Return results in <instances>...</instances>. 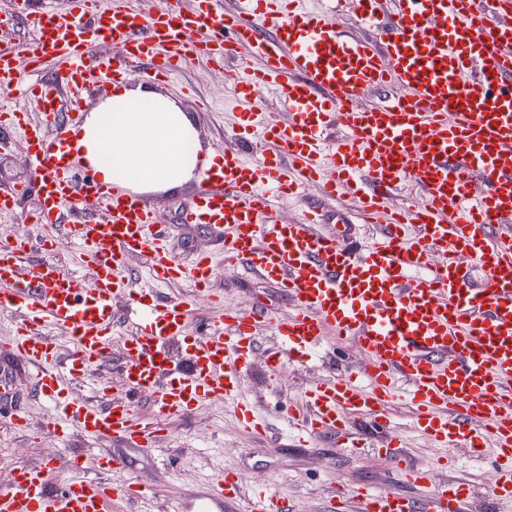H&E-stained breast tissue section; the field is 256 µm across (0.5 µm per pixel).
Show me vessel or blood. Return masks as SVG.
<instances>
[{
    "label": "vessel or blood",
    "instance_id": "obj_1",
    "mask_svg": "<svg viewBox=\"0 0 512 512\" xmlns=\"http://www.w3.org/2000/svg\"><path fill=\"white\" fill-rule=\"evenodd\" d=\"M344 1L310 11L301 0H235L228 11L224 0H191L144 14L119 0H14L0 16L1 30L21 20L28 29L26 41L0 43V89L44 115L37 126L0 109V127L15 131L34 173L0 190V219L31 197L33 221L49 230L34 244L0 240V309L18 319L0 350L35 375L53 409L37 423L18 410L13 425L38 439L75 433L90 444H122L96 455L69 449L76 476L61 489L53 463L15 468L0 487V512H109L120 497L151 505L154 488L126 478L133 453L155 449L173 417L238 400L262 324L278 340L265 352L268 374L286 359L313 363L329 335L340 345L355 341L364 359L289 406L299 443L330 435L338 447H362L353 419L385 423L404 394L413 430L443 451L488 460L492 499L512 503V0H352L362 36L335 23ZM118 43L123 57L101 54ZM243 51L255 63L234 75L246 104L241 125L272 149L255 163L228 148L205 171L182 220L222 226L224 237L218 253L182 265L138 197L71 171L81 94L123 79L132 66L168 83L188 58L221 66ZM46 66L54 83L36 79ZM268 91L284 104L285 123L268 122ZM314 183L349 199L358 219L379 225L378 236L360 243L344 229L320 232L324 214L312 205L285 223L277 199H304ZM406 187L420 203L394 205ZM60 236L94 287L46 259ZM133 257L148 260L155 282H189L195 296L136 289L126 273ZM219 257L275 284L288 314L226 306L197 335L196 297L207 292ZM119 297L131 321L123 335L113 312ZM52 328L67 333V360L48 336ZM102 366L118 369L124 398L71 394L70 382ZM144 396L146 418L136 408ZM381 454L397 488L337 487L333 512H465L471 486L436 483L431 468L404 452L401 432H391ZM242 485L241 472L218 471L171 498L166 512H225ZM412 488L424 497L409 496ZM244 512L293 509L270 488Z\"/></svg>",
    "mask_w": 512,
    "mask_h": 512
}]
</instances>
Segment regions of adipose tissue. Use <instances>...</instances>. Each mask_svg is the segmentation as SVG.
<instances>
[{"label": "adipose tissue", "mask_w": 512, "mask_h": 512, "mask_svg": "<svg viewBox=\"0 0 512 512\" xmlns=\"http://www.w3.org/2000/svg\"><path fill=\"white\" fill-rule=\"evenodd\" d=\"M200 151L192 119L174 100L118 82L86 116L77 158L103 184L141 194L200 178Z\"/></svg>", "instance_id": "adipose-tissue-1"}]
</instances>
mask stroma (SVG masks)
I'll list each match as a JSON object with an SVG mask.
<instances>
[{"label": "stroma", "mask_w": 512, "mask_h": 512, "mask_svg": "<svg viewBox=\"0 0 512 512\" xmlns=\"http://www.w3.org/2000/svg\"><path fill=\"white\" fill-rule=\"evenodd\" d=\"M248 62V56L243 54L221 70L192 59L186 63L178 82L158 87L159 92L175 100L192 117L205 151L217 152L238 137L240 100L227 74ZM198 96L210 101V111L196 108L194 99ZM200 188V182L193 180L181 187L142 197L145 205L156 210L167 226L171 258L184 265L190 264L199 252L217 250L223 236L218 228L181 221L182 210ZM210 293L241 308L250 307L259 299L274 315L283 316L288 312V305L274 284L250 275L240 266H220L210 283ZM339 371V365L328 361L305 368L284 362L276 378L280 399L291 401L310 383ZM0 381L5 384L0 390V485L9 484V470L47 461L56 464L59 480L67 481L70 472L59 441L33 440L30 434L14 429L10 423L9 412L14 405H22L35 421L42 419L48 409L37 395L30 372L9 356L0 354ZM259 412L271 423V430L264 437L243 431L237 421L236 408L231 404H206L189 416L172 418L159 450L136 453L129 479L149 482L159 499L165 500L191 487L209 473L212 465L218 464L246 474L242 490L246 496L264 484L276 483L296 512H326L329 493L338 482L349 487L394 488L393 474L378 453L388 436L387 429L375 424L363 425L369 445L359 450L337 448L330 436L316 438L310 447L300 448L272 405L261 403ZM389 414L393 424L406 431V447L412 460L420 466L431 465L435 460V446L412 433L409 407L396 402ZM451 477L465 478L474 487L466 512H508L504 507L494 508L486 496L493 480L489 464L459 456L452 471L436 473L440 483Z\"/></svg>", "instance_id": "35a3bbf8"}]
</instances>
